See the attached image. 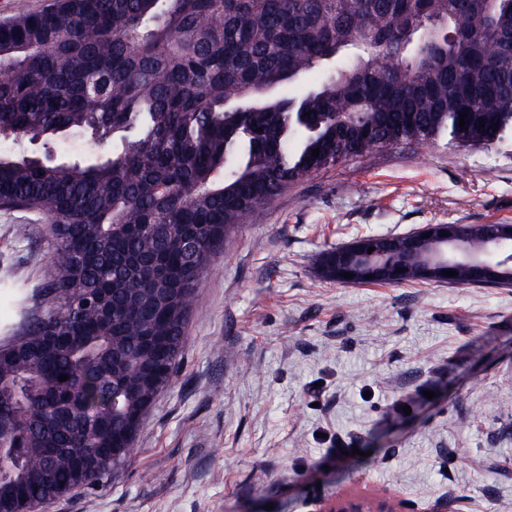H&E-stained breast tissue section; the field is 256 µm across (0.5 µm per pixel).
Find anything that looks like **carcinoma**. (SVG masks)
<instances>
[{
	"label": "carcinoma",
	"mask_w": 512,
	"mask_h": 512,
	"mask_svg": "<svg viewBox=\"0 0 512 512\" xmlns=\"http://www.w3.org/2000/svg\"><path fill=\"white\" fill-rule=\"evenodd\" d=\"M509 130L512 0H55L0 22V210L40 215L54 253L0 344V512L103 482L171 383L212 256L288 185ZM119 132V152L53 159ZM34 140L45 158L14 151ZM453 228L470 248L490 225Z\"/></svg>",
	"instance_id": "obj_1"
}]
</instances>
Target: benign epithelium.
Instances as JSON below:
<instances>
[{"label":"benign epithelium","instance_id":"1","mask_svg":"<svg viewBox=\"0 0 512 512\" xmlns=\"http://www.w3.org/2000/svg\"><path fill=\"white\" fill-rule=\"evenodd\" d=\"M436 241L435 259L442 265L460 260L468 261L480 270V275L503 281L512 278V226H495L489 233L483 249L477 255L462 251L448 235V225L427 224L414 235L400 237L395 243L379 238L369 244L365 241L352 242L337 254L336 265L355 267L360 272L352 282L372 278H394L400 269H413L424 276L434 277L437 272L416 250V241L424 234ZM375 251L368 252L369 247ZM319 512H403L401 503L383 496L355 497L338 496L319 508Z\"/></svg>","mask_w":512,"mask_h":512}]
</instances>
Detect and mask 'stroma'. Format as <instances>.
Here are the masks:
<instances>
[{
    "label": "stroma",
    "mask_w": 512,
    "mask_h": 512,
    "mask_svg": "<svg viewBox=\"0 0 512 512\" xmlns=\"http://www.w3.org/2000/svg\"><path fill=\"white\" fill-rule=\"evenodd\" d=\"M427 224H512L511 134L375 148L238 225L128 461L46 512H318L340 494L512 512V287L317 274L326 249ZM44 227L0 211V336L49 277Z\"/></svg>",
    "instance_id": "1"
}]
</instances>
